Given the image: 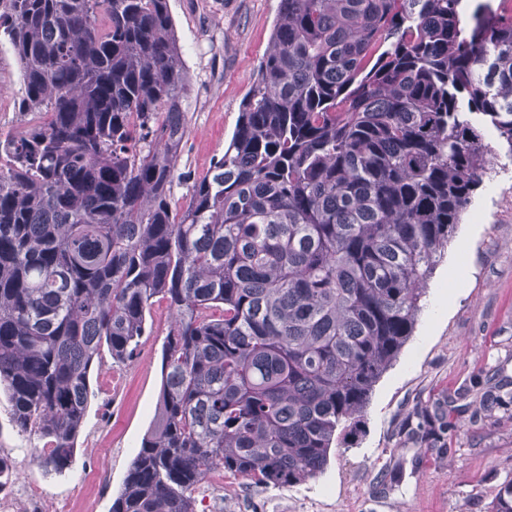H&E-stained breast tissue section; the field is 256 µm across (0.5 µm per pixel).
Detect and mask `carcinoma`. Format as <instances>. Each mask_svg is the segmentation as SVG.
Segmentation results:
<instances>
[{"mask_svg": "<svg viewBox=\"0 0 512 512\" xmlns=\"http://www.w3.org/2000/svg\"><path fill=\"white\" fill-rule=\"evenodd\" d=\"M0 389L65 471L107 351L171 317L156 421L111 512H194L215 470L292 487L347 444L492 156L512 8L280 0L224 155L173 203L187 79L169 0H0ZM492 512H512V479ZM0 130L8 131L17 125L19 116L15 103L21 95L19 67L12 48L8 44L0 46Z\"/></svg>", "mask_w": 512, "mask_h": 512, "instance_id": "obj_1", "label": "carcinoma"}]
</instances>
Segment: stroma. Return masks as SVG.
I'll use <instances>...</instances> for the list:
<instances>
[{
  "label": "stroma",
  "instance_id": "obj_1",
  "mask_svg": "<svg viewBox=\"0 0 512 512\" xmlns=\"http://www.w3.org/2000/svg\"><path fill=\"white\" fill-rule=\"evenodd\" d=\"M280 0H169L189 71L188 133L180 171L199 177L224 153L270 36ZM21 78L13 50L0 46V130L16 126ZM499 159L484 176L426 283L412 336L374 384L349 447H332L316 477L268 487L216 471L193 493L195 512H490L512 478V404L486 408L474 392L512 382V159L495 135ZM150 336L123 364L104 357L90 373V399L75 460L46 472L36 438L18 432L0 392V453L19 466L12 487L40 492L58 512H110L130 463L155 418L162 384L165 301L151 308ZM448 401L442 448L412 439L435 403ZM83 500H76V489Z\"/></svg>",
  "mask_w": 512,
  "mask_h": 512
}]
</instances>
